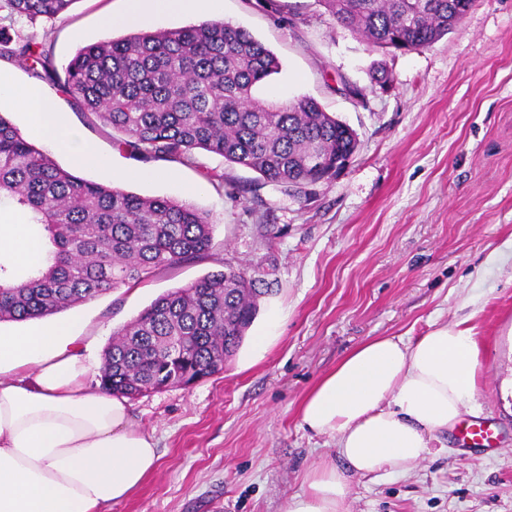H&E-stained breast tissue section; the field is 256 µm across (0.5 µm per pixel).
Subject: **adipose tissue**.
Segmentation results:
<instances>
[{
  "label": "adipose tissue",
  "instance_id": "ef3b65f1",
  "mask_svg": "<svg viewBox=\"0 0 512 512\" xmlns=\"http://www.w3.org/2000/svg\"><path fill=\"white\" fill-rule=\"evenodd\" d=\"M220 18L221 0H126L119 23L152 28L172 13ZM0 98L26 115L25 135L58 144L79 165L100 155L71 128L45 89H20L0 73ZM0 255L21 270L45 258L27 224L0 231ZM52 320L0 336V512H102L126 501L160 465L151 433L131 424L127 400L87 390L73 322ZM477 343L467 320L415 342L380 337L349 351L307 393L302 426L336 439L335 456L307 473L283 512H348L351 480L408 473L462 418L475 391Z\"/></svg>",
  "mask_w": 512,
  "mask_h": 512
}]
</instances>
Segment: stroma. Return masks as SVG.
Masks as SVG:
<instances>
[{
    "mask_svg": "<svg viewBox=\"0 0 512 512\" xmlns=\"http://www.w3.org/2000/svg\"><path fill=\"white\" fill-rule=\"evenodd\" d=\"M124 8L125 0H74L34 22L2 9L0 28L42 44L61 68L84 46L130 34L100 25ZM222 8L225 22L280 62L256 97L314 98L355 130L359 147L344 175L295 193L255 184L254 171L202 150L192 164L144 159L58 95L70 124L110 162L81 177L177 200L196 186L192 202L214 226L201 261L79 305L90 390L113 331L207 273L234 266L258 279L254 328L281 311L277 341L252 367L237 354L193 387L129 400L161 464L105 512H282L306 473L336 454L335 439L300 424L306 393L363 341L412 342L462 318L474 328V401L492 446L463 445L449 430L445 450L407 474L354 477L350 512H512V0H477L448 35L410 52L370 46L322 0H223ZM203 165L239 194L214 188Z\"/></svg>",
    "mask_w": 512,
    "mask_h": 512,
    "instance_id": "35a3bbf8",
    "label": "stroma"
}]
</instances>
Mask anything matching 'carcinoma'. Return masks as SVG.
I'll use <instances>...</instances> for the list:
<instances>
[{"instance_id":"carcinoma-1","label":"carcinoma","mask_w":512,"mask_h":512,"mask_svg":"<svg viewBox=\"0 0 512 512\" xmlns=\"http://www.w3.org/2000/svg\"><path fill=\"white\" fill-rule=\"evenodd\" d=\"M336 23L381 49L431 47L476 0H323ZM74 0H5L10 14L51 19ZM16 56L54 81L120 146L146 159L185 162L203 150L259 180L298 192L336 178L357 134L302 97L265 102L254 88L280 63L249 31L222 21L100 41L59 75L52 54L0 28V57ZM45 238L46 264L20 274L0 257V322L42 319L160 269L202 258L213 225L194 204L142 197L60 167L0 114V203ZM257 279L209 273L156 298L113 333L101 390L134 398L166 380L190 384L224 371L256 312Z\"/></svg>"}]
</instances>
